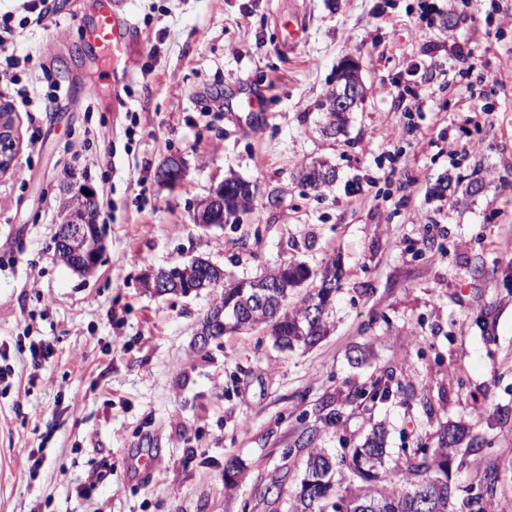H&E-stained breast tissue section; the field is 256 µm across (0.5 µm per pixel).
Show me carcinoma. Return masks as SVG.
Wrapping results in <instances>:
<instances>
[{"label": "carcinoma", "instance_id": "obj_1", "mask_svg": "<svg viewBox=\"0 0 512 512\" xmlns=\"http://www.w3.org/2000/svg\"><path fill=\"white\" fill-rule=\"evenodd\" d=\"M335 174L328 165L318 162L298 180L301 187L318 190L330 186ZM254 195L248 185L234 175L224 178V209L226 223L240 224L243 217L252 212ZM315 278L319 287L312 289L299 304L288 307H253L247 315L249 326L267 327L274 343L285 350L303 345L310 347L327 332L325 322L310 317V310L327 307L334 289L325 284L340 281V268L336 261L328 263L317 273L306 265H288V285L295 286ZM263 280L239 281L224 287L213 301L212 307H224V323L236 321L235 307L230 300L251 298L261 292ZM461 440L460 431H444L439 446L429 448L416 444L404 448L395 459L386 448V431L375 427L364 442L349 449L339 459L326 460L329 453L312 444L305 461L303 477L297 494L291 499V512H448L454 495L449 484L448 468L455 447ZM356 477L357 483L340 488L346 477ZM497 475L485 471L477 490H469L462 499L468 512H487L495 490Z\"/></svg>", "mask_w": 512, "mask_h": 512}]
</instances>
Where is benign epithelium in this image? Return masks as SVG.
I'll return each mask as SVG.
<instances>
[{
  "mask_svg": "<svg viewBox=\"0 0 512 512\" xmlns=\"http://www.w3.org/2000/svg\"><path fill=\"white\" fill-rule=\"evenodd\" d=\"M364 88L360 76L349 80H341L336 97L329 101V108L338 112H351L360 103ZM13 117L9 103L0 101V173L8 172L14 164L17 153V142L14 128L4 127L5 120ZM159 182L171 185L184 180L186 168L178 156L169 157L157 170ZM87 188L73 190L68 186L61 192V197L69 206L60 212L56 237L57 252L64 255L69 266L77 273L88 275L94 271L103 252V237L100 224H89L83 218L91 204L95 203L94 195L85 194ZM224 210V183L213 187L210 193L200 200L194 214V223L210 229L209 218L212 213ZM224 270L205 256H195L186 263L171 269H160L151 272L144 280L145 287L156 295L176 294L189 296L206 289L223 286ZM224 325V311L209 310L200 321L196 332V343L203 347L209 344L215 325Z\"/></svg>",
  "mask_w": 512,
  "mask_h": 512,
  "instance_id": "benign-epithelium-1",
  "label": "benign epithelium"
}]
</instances>
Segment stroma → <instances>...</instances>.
Listing matches in <instances>:
<instances>
[{
  "instance_id": "obj_1",
  "label": "stroma",
  "mask_w": 512,
  "mask_h": 512,
  "mask_svg": "<svg viewBox=\"0 0 512 512\" xmlns=\"http://www.w3.org/2000/svg\"><path fill=\"white\" fill-rule=\"evenodd\" d=\"M124 2L134 31L111 56L82 31L99 0H46L0 55L63 90L16 109L26 180L0 175V512H288L308 430L338 453L378 423L391 453L446 427L479 437L449 480L496 469L489 512H512V0ZM350 59L364 102L329 135L320 104ZM172 155L187 176L158 183ZM313 162L336 171L326 192L297 184ZM230 174L256 187L250 218L200 229ZM66 185L99 202L88 276L55 256ZM198 255L228 283L338 261L326 335L197 348L213 293L156 296L143 277ZM378 379L387 401H355ZM29 454L33 474L15 465Z\"/></svg>"
}]
</instances>
